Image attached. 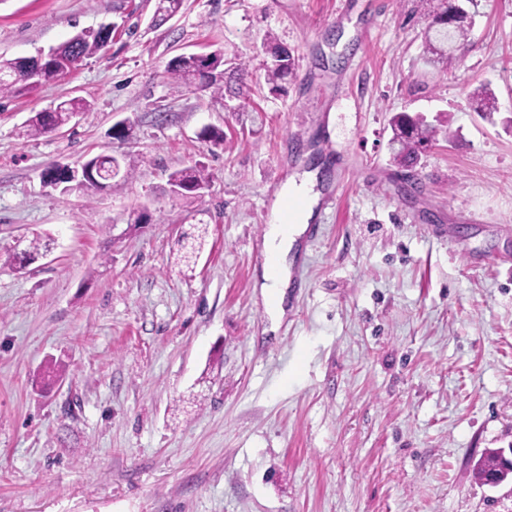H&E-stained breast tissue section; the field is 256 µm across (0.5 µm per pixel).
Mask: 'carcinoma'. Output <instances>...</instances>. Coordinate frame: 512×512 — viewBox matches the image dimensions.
I'll return each instance as SVG.
<instances>
[{
  "label": "carcinoma",
  "mask_w": 512,
  "mask_h": 512,
  "mask_svg": "<svg viewBox=\"0 0 512 512\" xmlns=\"http://www.w3.org/2000/svg\"><path fill=\"white\" fill-rule=\"evenodd\" d=\"M183 0H157L153 21L160 25L174 17L182 8ZM448 27V0H441V6L432 12L431 19L424 29V44L428 60L436 65L448 60L446 43L457 46L467 38L469 26L459 22L453 30ZM110 33L101 29L79 33L78 40L72 39L54 48L52 69L49 76L62 74L73 68L76 63L91 55L107 44ZM269 62L266 66L265 80L273 92H283V82L292 74L293 58L288 48L277 42L269 41L267 46ZM29 60L0 57V98L18 96L27 92L18 76L27 69ZM224 52L217 50L211 55L199 59L193 55L174 58L169 61L166 72L177 84L189 85L193 81L200 82L203 88H213L219 92L224 89ZM476 109L491 115L497 111V98L492 90L483 86L475 92ZM89 110L87 102L72 98L60 102L49 111L37 112L24 125L23 135L39 136L68 124L74 116ZM392 137L390 139L393 160L403 167L409 166L410 161L418 157L434 138L435 130L424 121L407 112H399L391 119ZM169 185L182 189L180 198L189 199L200 196L207 187V177L204 167L200 164L179 169L170 174ZM204 246V237L198 236L194 243H189L184 237L179 241L177 261L191 268L193 255L200 252ZM48 243L42 237H34L28 241L25 248L13 253L11 263L22 269L31 262L40 251L47 248ZM512 453V446L507 450ZM506 450L499 448L489 451L478 464L475 475L483 480L489 474H498L505 481L512 475V459L506 457Z\"/></svg>",
  "instance_id": "1"
}]
</instances>
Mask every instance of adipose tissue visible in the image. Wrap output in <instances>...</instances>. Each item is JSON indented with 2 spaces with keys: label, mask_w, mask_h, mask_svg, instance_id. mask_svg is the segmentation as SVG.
<instances>
[{
  "label": "adipose tissue",
  "mask_w": 512,
  "mask_h": 512,
  "mask_svg": "<svg viewBox=\"0 0 512 512\" xmlns=\"http://www.w3.org/2000/svg\"><path fill=\"white\" fill-rule=\"evenodd\" d=\"M312 211H305L298 224L293 228H284L280 222L270 224L265 249L267 253L272 254L276 259L275 267H264L262 271L261 288L262 297L277 296L280 304L271 308L270 314L273 319H280L284 314V308L281 304L285 299L288 288L291 283L290 269L294 262V248L298 239L305 233L309 220L312 218Z\"/></svg>",
  "instance_id": "ef3b65f1"
}]
</instances>
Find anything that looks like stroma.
I'll return each instance as SVG.
<instances>
[{
	"label": "stroma",
	"mask_w": 512,
	"mask_h": 512,
	"mask_svg": "<svg viewBox=\"0 0 512 512\" xmlns=\"http://www.w3.org/2000/svg\"><path fill=\"white\" fill-rule=\"evenodd\" d=\"M437 4L184 0L157 25L156 0H0L7 59L114 27L76 68L0 98V512H512L511 481L474 475L512 446V0H465V46L434 67ZM271 37L294 59L281 95ZM218 49L246 66L240 98L168 78L172 58ZM72 97L91 110L22 137ZM398 112L437 131L411 172L389 150ZM121 120L130 142L109 135ZM100 153L131 176L93 196L43 184ZM316 161V192L340 203L315 206L273 332L259 256L285 184ZM196 163L202 196L172 197L170 174ZM201 226L180 273L175 243ZM35 233L48 251L13 269ZM51 361L66 373L46 390Z\"/></svg>",
	"instance_id": "obj_1"
}]
</instances>
